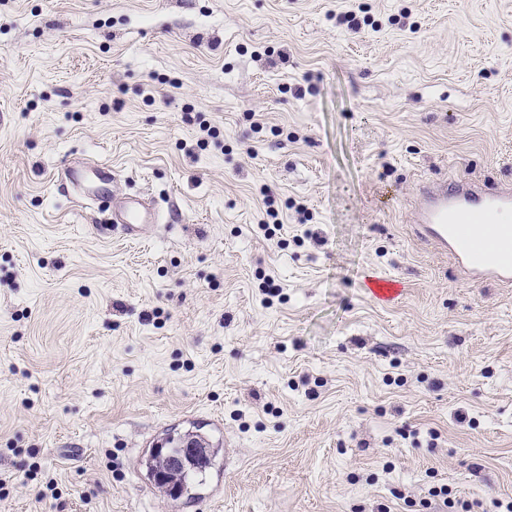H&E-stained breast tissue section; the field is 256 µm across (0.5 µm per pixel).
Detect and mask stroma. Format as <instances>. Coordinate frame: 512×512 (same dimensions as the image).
I'll use <instances>...</instances> for the list:
<instances>
[{"label":"stroma","instance_id":"35a3bbf8","mask_svg":"<svg viewBox=\"0 0 512 512\" xmlns=\"http://www.w3.org/2000/svg\"><path fill=\"white\" fill-rule=\"evenodd\" d=\"M445 179L512 182V0H0V512L512 501V287L414 236ZM196 429L174 500L145 460ZM85 170L86 168L81 162H70L64 169L61 170L59 177L61 181L68 183L73 189L80 192L81 197H86L99 204L110 202L109 196L112 192L108 194H101L99 192L93 193L88 192L83 188V177ZM112 209L116 222L123 224L129 237H137L142 224H152L156 221L155 212H148L136 195L120 200L112 198ZM207 450L209 459L206 457L205 461L193 467L197 470L186 475L179 474L174 477V483L177 484L179 488L178 497L186 495V497L192 498L196 495L197 489L204 484L206 469L211 464L212 458L216 456L218 448L206 449L200 445L197 446L195 444H187L179 453L169 454L167 456L168 467L170 470H185L196 461V458L205 455Z\"/></svg>","mask_w":512,"mask_h":512}]
</instances>
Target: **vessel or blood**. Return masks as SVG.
<instances>
[{
  "instance_id": "obj_1",
  "label": "vessel or blood",
  "mask_w": 512,
  "mask_h": 512,
  "mask_svg": "<svg viewBox=\"0 0 512 512\" xmlns=\"http://www.w3.org/2000/svg\"><path fill=\"white\" fill-rule=\"evenodd\" d=\"M413 208L415 236L448 254L468 280L512 284V184L491 187L465 180L425 182ZM92 201L111 203L127 236H138L156 216L137 197L111 200L94 193ZM490 225L483 233L482 225Z\"/></svg>"
}]
</instances>
